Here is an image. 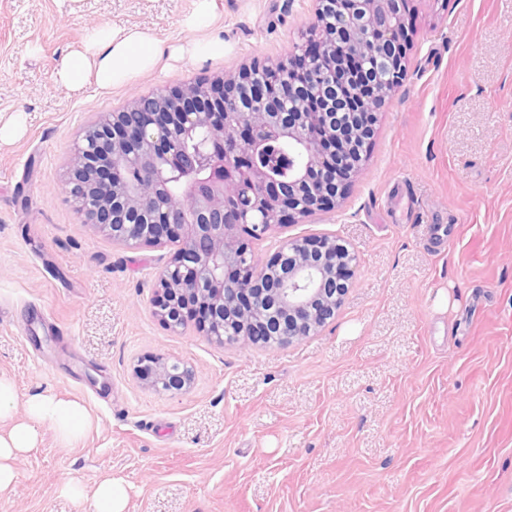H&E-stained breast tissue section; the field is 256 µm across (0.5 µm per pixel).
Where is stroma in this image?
<instances>
[{
    "instance_id": "obj_1",
    "label": "stroma",
    "mask_w": 512,
    "mask_h": 512,
    "mask_svg": "<svg viewBox=\"0 0 512 512\" xmlns=\"http://www.w3.org/2000/svg\"><path fill=\"white\" fill-rule=\"evenodd\" d=\"M0 0V377L92 424L62 444L37 423L0 512H91L123 480L126 512H512V0H410L406 77L336 210L253 242L331 236L357 256L333 320L301 342L217 345L154 313L173 246L129 248L85 223L69 160L102 112L292 54L313 0ZM151 33L157 65L103 89L61 84L102 29ZM222 41L220 55L190 44ZM147 356L184 362L158 392ZM74 480L85 497L61 492ZM134 372L144 384L158 391L181 390L194 380L192 371L184 364L163 358L138 360ZM94 512H125L127 493L123 481L104 476L95 482L92 494Z\"/></svg>"
}]
</instances>
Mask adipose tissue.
Returning <instances> with one entry per match:
<instances>
[{"label": "adipose tissue", "instance_id": "ef3b65f1", "mask_svg": "<svg viewBox=\"0 0 512 512\" xmlns=\"http://www.w3.org/2000/svg\"><path fill=\"white\" fill-rule=\"evenodd\" d=\"M158 59L159 47L150 33L135 28L103 30L89 37L82 49L73 51L63 60L57 78L75 90L91 80L99 87L110 88L152 69ZM26 408L27 421L0 433V493L11 489L16 480L13 460L35 448V423L52 422L65 443L90 425L84 408L73 401L35 395L27 399Z\"/></svg>", "mask_w": 512, "mask_h": 512}]
</instances>
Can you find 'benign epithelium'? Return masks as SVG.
Here are the masks:
<instances>
[{"instance_id": "1", "label": "benign epithelium", "mask_w": 512, "mask_h": 512, "mask_svg": "<svg viewBox=\"0 0 512 512\" xmlns=\"http://www.w3.org/2000/svg\"><path fill=\"white\" fill-rule=\"evenodd\" d=\"M316 22L276 84L252 68L135 99L85 131L72 158L69 194L88 223L127 247H178L157 279L154 312L178 329L193 322L222 346L241 340L289 345L336 315L357 265L328 237L283 242L260 268L247 240H261L315 211L333 210L347 182L336 144L358 151L374 126L347 112L337 70L348 57L389 54L370 82L382 105L402 84L395 51L407 0H314ZM296 100L295 112L283 103ZM246 101L248 112L232 108ZM288 146L283 151L281 146ZM179 184V197L170 188ZM135 375L158 391L181 390L194 375L178 361L141 359Z\"/></svg>"}]
</instances>
